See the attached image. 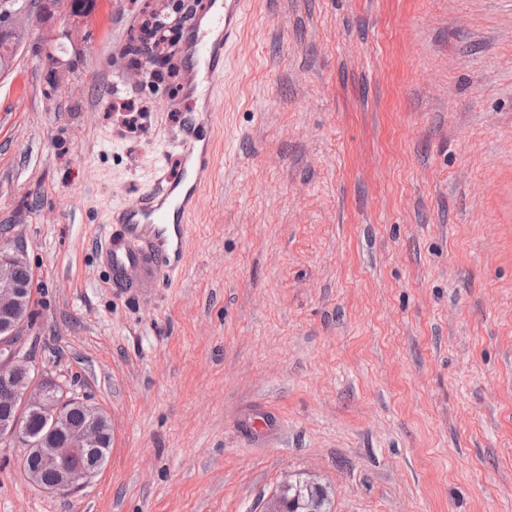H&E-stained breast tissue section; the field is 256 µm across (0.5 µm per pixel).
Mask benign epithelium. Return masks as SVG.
<instances>
[{
    "instance_id": "benign-epithelium-1",
    "label": "benign epithelium",
    "mask_w": 512,
    "mask_h": 512,
    "mask_svg": "<svg viewBox=\"0 0 512 512\" xmlns=\"http://www.w3.org/2000/svg\"><path fill=\"white\" fill-rule=\"evenodd\" d=\"M93 8L94 0H89L82 11L74 9L71 0H0V77L13 69L18 49L31 36L33 16L50 19L65 12L69 21L66 35L70 37L82 30ZM25 266L20 253L0 250V350L5 351L0 359V381L10 393L6 399L10 410L0 420V442L25 448V458L31 461L28 476L36 485L66 495L83 487L102 467L101 450L108 418L87 403V422L68 429L62 446L48 441L40 446L29 444L31 413L50 412L54 420L63 422L65 411L52 406L54 380L33 382L35 369L30 356L13 350L31 300V287L16 278L17 270ZM45 472L53 474L52 481L43 480Z\"/></svg>"
}]
</instances>
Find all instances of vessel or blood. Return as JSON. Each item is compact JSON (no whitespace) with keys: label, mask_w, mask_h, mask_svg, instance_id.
<instances>
[{"label":"vessel or blood","mask_w":512,"mask_h":512,"mask_svg":"<svg viewBox=\"0 0 512 512\" xmlns=\"http://www.w3.org/2000/svg\"><path fill=\"white\" fill-rule=\"evenodd\" d=\"M244 16V0H212V12L203 26H195L183 49L195 57L197 71L190 90L214 89L224 79L220 64L237 34ZM214 164L211 150H203L193 184L184 197H176L181 176L166 177L143 196L140 204L120 209L114 217L117 225L106 242V257L113 276L118 280L138 274L140 284H148L154 271L145 261L144 246L153 247L158 263L165 270L180 267L184 241L188 235L196 198L209 178Z\"/></svg>","instance_id":"1"}]
</instances>
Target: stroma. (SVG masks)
I'll return each mask as SVG.
<instances>
[{"label":"stroma","instance_id":"1","mask_svg":"<svg viewBox=\"0 0 512 512\" xmlns=\"http://www.w3.org/2000/svg\"><path fill=\"white\" fill-rule=\"evenodd\" d=\"M153 14L210 11L96 0L0 79L22 346L112 427L69 496L0 451V512H260L288 474L331 512H512V0H245L181 268L138 288L112 216L166 152L193 170L203 108L141 47Z\"/></svg>","mask_w":512,"mask_h":512}]
</instances>
